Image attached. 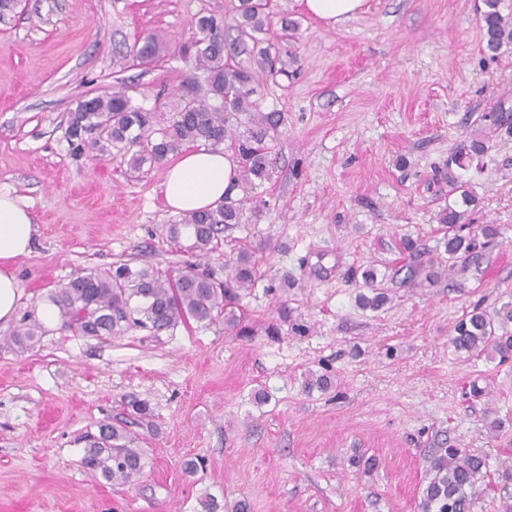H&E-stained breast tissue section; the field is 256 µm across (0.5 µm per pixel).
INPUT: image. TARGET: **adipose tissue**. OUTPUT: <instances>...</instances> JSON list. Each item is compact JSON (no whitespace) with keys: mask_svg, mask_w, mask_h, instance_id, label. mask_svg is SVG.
<instances>
[{"mask_svg":"<svg viewBox=\"0 0 512 512\" xmlns=\"http://www.w3.org/2000/svg\"><path fill=\"white\" fill-rule=\"evenodd\" d=\"M236 175L235 162L223 151L201 147L186 152L166 172L165 203L175 214L214 208L235 184ZM35 233L26 205L0 194V324L16 313L20 287L15 263L31 252Z\"/></svg>","mask_w":512,"mask_h":512,"instance_id":"1","label":"adipose tissue"}]
</instances>
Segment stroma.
Wrapping results in <instances>:
<instances>
[{"label":"stroma","instance_id":"obj_1","mask_svg":"<svg viewBox=\"0 0 512 512\" xmlns=\"http://www.w3.org/2000/svg\"><path fill=\"white\" fill-rule=\"evenodd\" d=\"M481 5L366 0L330 26L302 0H269L274 66L256 100L284 115L275 173L261 221L203 260L170 238L167 164L133 174L75 156L67 128L79 99L121 85L167 126L203 82L179 53L194 17L225 15L230 0H22L0 23V193L37 226L16 263V315L0 325V512H231L241 500L249 512H418L430 449L482 455L496 479L512 468V360L450 342L473 305L512 301V136L483 119L512 108V53L484 52ZM148 32L165 51L143 62L132 51ZM475 139L487 152L457 172L476 195L475 249L451 269L436 214L461 199L437 179ZM406 236L419 257L400 250ZM242 247L259 268L239 300L254 335L216 323L98 339L55 324L31 346L9 341L79 272L200 260L221 278ZM418 261L441 278L408 283ZM368 266L389 296L377 310L358 302ZM312 373L332 387L306 390ZM132 399L149 406L138 431L153 464L130 485L81 459L84 435Z\"/></svg>","mask_w":512,"mask_h":512}]
</instances>
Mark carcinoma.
Returning <instances> with one entry per match:
<instances>
[{"instance_id": "1", "label": "carcinoma", "mask_w": 512, "mask_h": 512, "mask_svg": "<svg viewBox=\"0 0 512 512\" xmlns=\"http://www.w3.org/2000/svg\"><path fill=\"white\" fill-rule=\"evenodd\" d=\"M482 29L485 50L496 57L512 49V17L502 14L501 0H482ZM197 36L180 48L184 57H194L205 73L203 92H193L174 113L170 124L153 129L151 115L132 105L122 90L82 99L71 113L68 139L76 152L88 150L99 156L113 154L128 168L139 171L179 153L189 144L213 150L224 148L237 162L238 177L217 207L187 212L170 228L177 240H192L190 249L206 257L215 251L221 235L240 224L257 223L262 216V194L274 169V133L282 122L279 112L258 111L257 72L234 63L231 58L247 50V42L258 49L256 64L271 63L267 50L258 48L259 35L269 31L265 0H238L223 19L200 15L195 22ZM237 31L236 41L227 43L224 32ZM155 38L147 37L136 49V57L158 56ZM487 146L473 140L448 159V187L459 189L453 168L464 169L483 156ZM467 211L452 206L438 213V222L448 233V263L467 260L470 239L462 235ZM224 280L194 264L176 268L168 275L120 267L115 272L91 271L73 277L52 297L62 328L75 334L101 338L119 333L130 323L154 332L170 331L191 323L207 326L220 320L225 329L243 336L249 327L235 312L239 290L253 284L257 275L252 256L239 251L224 262ZM512 306L489 312L473 307L455 326L452 344L456 351L479 357L493 351L504 362L512 356ZM41 332L40 323L28 320L14 331L10 341L25 344ZM142 440L127 421L115 418L98 427V434L86 439L82 465L91 472L122 483L138 480L148 465ZM426 481L418 504L420 512H472L473 489L483 478L485 459L457 448H436L425 457Z\"/></svg>"}]
</instances>
